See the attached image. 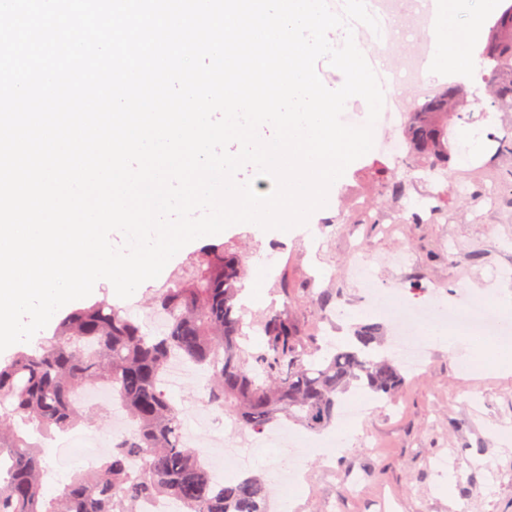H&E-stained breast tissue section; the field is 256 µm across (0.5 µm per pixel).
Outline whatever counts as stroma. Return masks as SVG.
I'll return each instance as SVG.
<instances>
[{"label":"stroma","mask_w":512,"mask_h":512,"mask_svg":"<svg viewBox=\"0 0 512 512\" xmlns=\"http://www.w3.org/2000/svg\"><path fill=\"white\" fill-rule=\"evenodd\" d=\"M496 19L492 13L479 22L472 74L426 76L434 92L451 84L462 87L474 117L453 140L447 169L434 174L440 184L437 213L420 205L424 171L419 163L372 150L352 162L332 188L335 206L328 217L334 230L324 247L296 229L254 234L245 224L229 227L219 240L246 254L244 285L255 295L245 307V320L290 306L308 349L323 352L346 341L353 326L374 322L359 302L360 287L349 286L345 276L349 243L356 239L373 254L405 249L414 255L419 272L400 287L415 301L432 282L445 289L448 303L461 307L472 289L503 285L498 269L512 270V150L495 152L490 140L512 138V112L491 106L482 79V51ZM389 180L404 183V197L380 194V184ZM198 252L196 244H187L157 279L130 298L117 297L103 280L87 301L124 308L143 330H151V298L173 277L190 273ZM283 274L285 294L279 284ZM323 290L334 295L325 316L315 302ZM429 348L423 374L407 378L395 401L367 416L350 448L337 455L335 474L326 473L314 455L302 456L303 480L292 497L293 512H374L381 500L396 512H453L454 500L463 512H512V439L503 435L512 429V376L498 372L505 354L488 351L469 367L447 345L433 342ZM103 430L97 422L47 440L45 497L57 496L75 472L85 469V457ZM227 432L247 448L254 474L270 476L273 464L286 457L268 436L233 423ZM352 476L361 481L353 496L344 490Z\"/></svg>","instance_id":"obj_1"}]
</instances>
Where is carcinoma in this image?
I'll return each instance as SVG.
<instances>
[{
    "mask_svg": "<svg viewBox=\"0 0 512 512\" xmlns=\"http://www.w3.org/2000/svg\"><path fill=\"white\" fill-rule=\"evenodd\" d=\"M483 56L490 62L485 82L492 106L512 109V4L492 26ZM465 94L451 85L410 113L405 140L408 157L447 166L451 157L448 121L464 119ZM243 253L210 245L192 277L169 281L151 305L169 320L168 330L148 336L123 309L94 303L62 318L40 351L17 352L0 364V455L9 457L0 474V512H137L139 502L158 495L180 500L182 512H265L270 488L261 476L215 487L201 448L181 444L182 410L161 388L160 377L173 354L207 377V404L257 434L282 420L309 430L332 424L338 399L352 382L376 395L394 397L404 378L394 360L380 356L382 328L359 326L355 342L320 360L304 356L298 322L288 308L261 320L264 345L247 349L250 336L236 300L243 290ZM97 384L112 391L134 431L112 443V452L93 471L72 475L61 495H42L45 448L14 425L20 418L48 438L68 431L105 406L87 408L74 399Z\"/></svg>",
    "mask_w": 512,
    "mask_h": 512,
    "instance_id": "carcinoma-1",
    "label": "carcinoma"
}]
</instances>
